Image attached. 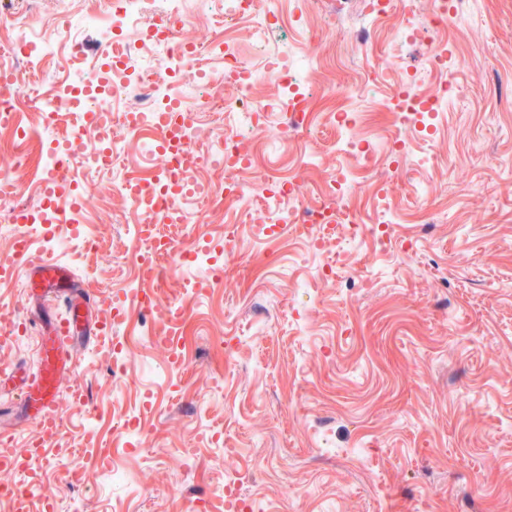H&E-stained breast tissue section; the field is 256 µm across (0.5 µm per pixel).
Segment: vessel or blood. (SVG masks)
Here are the masks:
<instances>
[{"mask_svg":"<svg viewBox=\"0 0 512 512\" xmlns=\"http://www.w3.org/2000/svg\"><path fill=\"white\" fill-rule=\"evenodd\" d=\"M0 267L24 268L26 285L30 288L48 289L54 300L63 302L67 314L57 318L52 312H44L40 323L48 330L39 349V368L24 395V404L31 410V418L40 431L43 442L58 437L63 427L59 400V386L64 374L73 372V346L85 339L92 327H103L104 318L89 322L86 312L90 298L80 288L75 275L65 265L56 261L30 259L21 249L0 258Z\"/></svg>","mask_w":512,"mask_h":512,"instance_id":"1","label":"vessel or blood"}]
</instances>
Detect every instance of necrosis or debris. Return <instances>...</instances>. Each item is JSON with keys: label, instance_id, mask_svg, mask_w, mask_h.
I'll list each match as a JSON object with an SVG mask.
<instances>
[{"label": "necrosis or debris", "instance_id": "4bbe7bcc", "mask_svg": "<svg viewBox=\"0 0 512 512\" xmlns=\"http://www.w3.org/2000/svg\"><path fill=\"white\" fill-rule=\"evenodd\" d=\"M336 25L344 27L349 15L362 23V46L377 45L374 60L366 62V76L357 83L337 88L336 95L349 101L369 99L376 85L391 83L388 102L399 120L391 134H364L357 112L329 113L334 131L332 147L338 164L314 204H307L298 174L270 176L255 166V139L263 137L284 147L307 124L312 109L307 103L313 58L296 43L271 47L270 36L280 22L278 9L269 0H203L204 11L222 31L208 52H199L186 36L188 0H163L164 26H149L144 17L150 0H113L101 11L86 6L57 21L43 8V0H23L10 21L0 24V137L7 138L0 154V223L22 225L20 240L30 257L41 259L68 253L81 242L102 262H109L94 224L102 220L93 198H55L49 207L34 208L18 200L22 183L35 195L44 193V175L53 168L84 170L93 175L123 168L122 177L110 189L133 208L145 210L139 223L128 225L137 253V279L149 283L130 294L140 305L142 333H150L157 321H177L180 308L170 296L172 267L190 271L188 286L221 279L222 259L233 254L234 234H227L220 255L198 249L185 253L172 247L161 230L160 216L174 213L179 223L198 221L200 206L229 218L238 212H254L264 229H295L318 250L335 234L337 225L349 227V246L358 250L364 235L387 236L398 223L385 185L376 182L372 193L373 224L351 223L343 200L362 172L370 170L383 145H391L398 160L415 169L427 168L426 153L407 146V131L436 128L441 115L453 109L459 87L453 75L462 57L447 41L435 42L427 59L434 79L430 92L416 71H405L397 82L390 75L401 62V51L416 41L419 29L399 14V0H336ZM95 32L104 53L83 54V32ZM231 83L235 94L221 96L217 80ZM274 80L279 97L262 98L254 88ZM39 84L44 94L39 109L53 117L81 102L85 112L77 128L62 133L54 146L36 149L26 132L29 110L27 82ZM170 116L159 127L154 113ZM220 112L224 131L214 135L208 122L195 113ZM209 141L207 157L195 156L194 146ZM139 152L137 165L124 161L129 145ZM215 172L210 180L196 175L201 163Z\"/></svg>", "mask_w": 512, "mask_h": 512}]
</instances>
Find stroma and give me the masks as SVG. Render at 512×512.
Listing matches in <instances>:
<instances>
[{
	"instance_id": "1",
	"label": "stroma",
	"mask_w": 512,
	"mask_h": 512,
	"mask_svg": "<svg viewBox=\"0 0 512 512\" xmlns=\"http://www.w3.org/2000/svg\"><path fill=\"white\" fill-rule=\"evenodd\" d=\"M283 17L301 10L315 42L320 85L344 86L363 77L362 52L350 36L334 37L325 0H279ZM466 63L457 80L459 109L446 113L430 141L411 135L412 149L430 150L422 202L412 195L414 173L383 172L402 217L389 237L344 257L354 274L386 264V278L358 295L317 278L297 263L305 242L262 240L250 215L236 217L235 256L210 295L183 299L188 364L170 347L143 342L127 361L139 387L112 399L111 333L76 345V379L90 405L121 415L155 397L166 411L150 416L139 452L124 456L128 486L108 483L88 453L79 417L64 413L61 438L79 453L44 465L26 512H224L226 475L244 474L242 493L264 512H512V0H476L470 16L448 25ZM331 131L300 132L282 173L300 170L315 190L335 168ZM321 154L316 168L301 155ZM110 178L92 175L73 195L98 189L104 220L98 233L114 260H69L85 292L108 302L134 275L121 224L135 216L109 196ZM315 281L314 302H296L291 285ZM306 317L301 337L289 316ZM271 318L267 333L253 324ZM205 413L197 399L209 387ZM209 393V392H208ZM18 438L11 451L28 453L36 429L20 417L17 398L0 391V432ZM329 438L343 456L318 451ZM364 448L365 462L348 456ZM83 480L72 483L70 468Z\"/></svg>"
}]
</instances>
